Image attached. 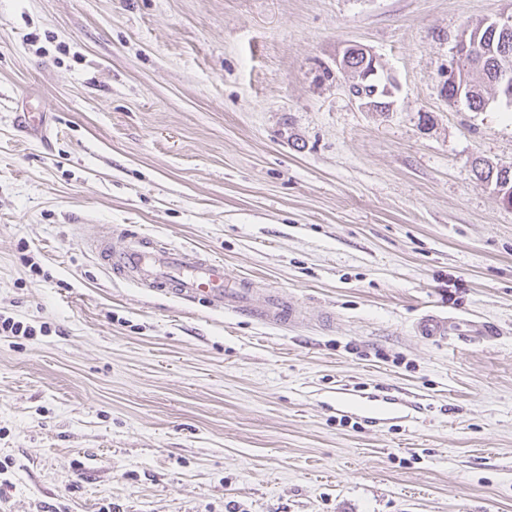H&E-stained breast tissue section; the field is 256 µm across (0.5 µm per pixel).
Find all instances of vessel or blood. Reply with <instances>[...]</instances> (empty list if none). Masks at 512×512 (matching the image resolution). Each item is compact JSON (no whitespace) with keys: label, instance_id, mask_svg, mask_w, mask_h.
<instances>
[{"label":"vessel or blood","instance_id":"obj_1","mask_svg":"<svg viewBox=\"0 0 512 512\" xmlns=\"http://www.w3.org/2000/svg\"><path fill=\"white\" fill-rule=\"evenodd\" d=\"M89 249L107 270L130 278L140 287L166 292L176 298L248 315L268 325L294 326L307 312L284 296L273 293L255 304L249 280L226 283L224 264L197 251L158 246L145 234L126 235L122 246L112 244L111 232L93 239ZM456 317L436 311L420 314L413 324L416 336L445 341L456 335Z\"/></svg>","mask_w":512,"mask_h":512}]
</instances>
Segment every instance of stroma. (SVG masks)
Masks as SVG:
<instances>
[{
  "instance_id": "35a3bbf8",
  "label": "stroma",
  "mask_w": 512,
  "mask_h": 512,
  "mask_svg": "<svg viewBox=\"0 0 512 512\" xmlns=\"http://www.w3.org/2000/svg\"><path fill=\"white\" fill-rule=\"evenodd\" d=\"M510 14L0 0V316L33 330L0 334V512H512V208L472 170L512 168V109L440 94L465 25ZM348 43L391 111L350 94ZM105 230L222 259L312 319L140 288L87 249ZM428 309L500 334L421 339ZM358 63V64H357ZM377 59L364 48L356 44H347L341 58L336 62L339 71L346 77L349 87L357 86L366 81L376 72Z\"/></svg>"
}]
</instances>
